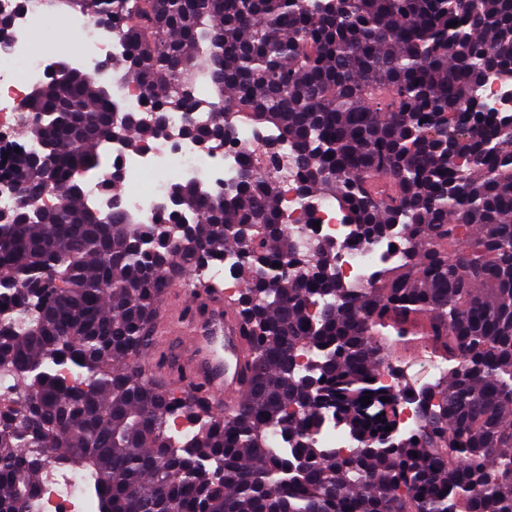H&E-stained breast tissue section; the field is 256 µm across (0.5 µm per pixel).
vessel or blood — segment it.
Here are the masks:
<instances>
[{
  "label": "vessel or blood",
  "mask_w": 512,
  "mask_h": 512,
  "mask_svg": "<svg viewBox=\"0 0 512 512\" xmlns=\"http://www.w3.org/2000/svg\"><path fill=\"white\" fill-rule=\"evenodd\" d=\"M182 308L167 315L161 336L182 337L191 354L185 374L173 375L167 385L180 390L202 385L214 410L244 387L249 348L239 323L222 297L200 298L184 291Z\"/></svg>",
  "instance_id": "obj_1"
}]
</instances>
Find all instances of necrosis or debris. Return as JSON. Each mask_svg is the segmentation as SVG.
Instances as JSON below:
<instances>
[{"label": "necrosis or debris", "mask_w": 512, "mask_h": 512, "mask_svg": "<svg viewBox=\"0 0 512 512\" xmlns=\"http://www.w3.org/2000/svg\"><path fill=\"white\" fill-rule=\"evenodd\" d=\"M0 15L11 20L10 49L0 54V138L10 148L36 154L40 146L26 137L18 123L17 107L48 76L62 55L57 49H35L31 31L39 27L49 30L54 23L66 22L81 38L80 51L67 58L71 66L81 70L96 69L102 61L121 54L123 48L108 30L93 25L83 15L60 12L53 0H0ZM184 125L183 112L172 111L165 115L164 134L152 139L144 149L131 151L119 143L109 146L108 153L121 171L126 190L119 197H112L103 187L104 175H90L83 180L87 203L103 211L115 198L137 223L152 224L163 216L173 183L200 182L215 198L236 180L249 161L274 179L280 210L288 224L298 230L303 248H312L324 240L336 242L335 272L342 281L370 285L383 261H396L397 255L386 240L348 246L351 230L334 200H321L315 209H308L291 174L290 149H282L280 161L270 163L256 133L240 126L232 143L205 151L183 134ZM148 173L153 174L154 180L149 187H141L140 181ZM80 492L72 473L51 474L41 501L44 512H81Z\"/></svg>", "instance_id": "1"}]
</instances>
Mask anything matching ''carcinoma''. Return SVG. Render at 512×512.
Listing matches in <instances>:
<instances>
[{
	"instance_id": "cac0c4a2",
	"label": "carcinoma",
	"mask_w": 512,
	"mask_h": 512,
	"mask_svg": "<svg viewBox=\"0 0 512 512\" xmlns=\"http://www.w3.org/2000/svg\"><path fill=\"white\" fill-rule=\"evenodd\" d=\"M60 3L108 25L117 71L157 116L114 118L107 86L65 60L30 97L43 150L17 161L21 200L0 223V375L21 387L0 398V512H40L46 473L69 466L94 512H512V124L470 108L487 72L512 74V0ZM174 109L207 149L240 123L271 131L299 191L335 200L354 241L404 230L400 260L367 288L336 278V248L300 250L250 164L226 199L176 182L158 222H105L79 175L113 167L114 140L145 146ZM49 188L60 204L38 205ZM232 251L250 355L218 415L139 360L170 284ZM419 321L448 376L404 386L421 422L397 437L378 378ZM322 412L356 441L347 456L311 440ZM177 418L190 436L171 434Z\"/></svg>"
}]
</instances>
